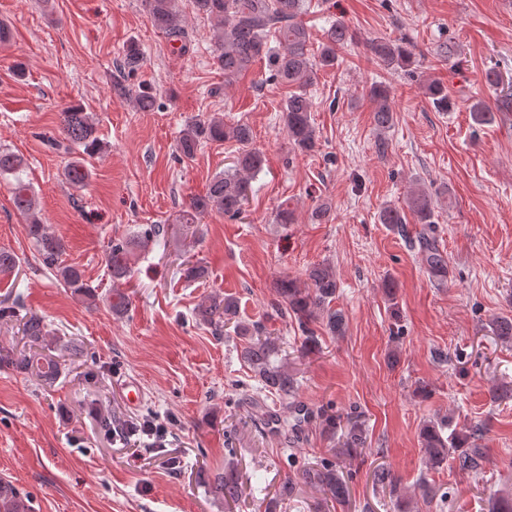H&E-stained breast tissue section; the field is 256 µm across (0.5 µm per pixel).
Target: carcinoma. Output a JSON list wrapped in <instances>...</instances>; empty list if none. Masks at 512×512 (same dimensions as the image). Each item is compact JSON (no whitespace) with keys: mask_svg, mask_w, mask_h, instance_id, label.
Listing matches in <instances>:
<instances>
[{"mask_svg":"<svg viewBox=\"0 0 512 512\" xmlns=\"http://www.w3.org/2000/svg\"><path fill=\"white\" fill-rule=\"evenodd\" d=\"M151 24L172 42L183 44V18L177 9V0H145ZM196 11L213 22L215 60L224 70V82L229 83L255 62L266 60L272 76L290 88L283 104V120L289 141L301 151L315 146V129L312 122V103L307 87L313 83L319 68H333L338 62L337 51L352 40L348 28L334 23L327 30L319 55L310 51V32L301 20L304 0H194ZM371 59L379 66L413 71L419 59L407 43L398 40L377 39L370 43ZM425 93L439 107L450 102L448 87L435 78L423 83ZM369 95L376 103L373 119L382 130L391 127L393 109L389 89L383 85L370 88ZM470 112L478 125L493 120V110L484 102L472 103ZM63 134L67 148L90 154L100 148L97 125L93 117L80 106H72L64 113ZM211 141H234L238 145L233 165L224 173L213 178L205 194L195 197L191 209L204 213L219 209L235 218L244 211L248 202L250 179L260 172L264 165L262 153L252 146L251 128L241 122L227 123L216 117L206 120L194 119L180 132L177 151L181 160L195 158L201 144ZM23 159L11 152L0 151V176L12 175L15 187L12 192L14 207L29 218V233L36 240L45 267L55 272L57 279L71 292L89 294V285L84 270L76 265H60L58 256L63 250L59 239L42 232L37 203L29 186L23 182L21 171ZM67 180L76 186L86 182L89 173L83 162L70 163L65 171ZM406 206L421 224L434 223V202L432 195L424 189L410 191ZM131 243L119 240L111 244L107 254V267L115 280L131 276ZM419 250L427 271L442 279L448 274V261L437 240L430 236L419 238ZM183 276L188 282L206 277L207 270L198 261L186 258L182 262ZM309 283L300 285L293 279H282L276 291L284 303V312L293 317L302 332L305 345L317 343L312 324L326 319L329 330H340L342 319L331 303L336 299L338 283L333 270L324 265L313 266L308 273ZM196 316L203 324L217 332L233 326V333L248 339L241 350V358L262 388L274 394L290 408H299L298 384L284 363L278 361L280 341L266 335L265 327L258 321L246 322L238 317L237 301L231 297H211L198 306ZM22 334L30 342L39 344L46 336L41 317H22ZM62 355L33 353L19 359L6 356L17 371L32 374L45 382H53L60 373ZM450 429L443 436L444 429ZM484 426L475 424L457 429L452 419L427 421L420 432L426 466L439 470L448 463V456H454L462 470L479 466L481 449L475 441L480 439ZM322 433L332 444L333 458L326 459L299 471V479L311 488L342 503L349 497L347 464L361 456L366 444V431L358 416L341 419L329 414L322 415ZM373 484L381 489L397 491L389 471L379 467L373 472ZM211 492L225 500L235 501L241 495V486L232 467L213 475L209 483ZM0 512H30L27 498L22 496L15 485L0 480Z\"/></svg>","mask_w":512,"mask_h":512,"instance_id":"1","label":"carcinoma"}]
</instances>
